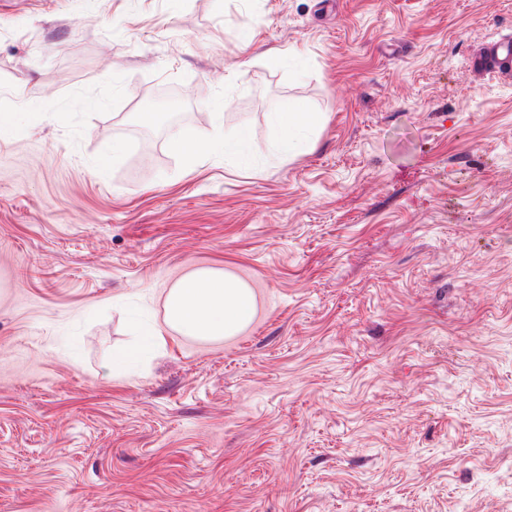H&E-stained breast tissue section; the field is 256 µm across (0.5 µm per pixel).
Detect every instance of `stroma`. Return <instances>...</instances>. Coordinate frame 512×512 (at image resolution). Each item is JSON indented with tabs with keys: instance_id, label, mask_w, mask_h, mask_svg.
I'll return each mask as SVG.
<instances>
[{
	"instance_id": "stroma-1",
	"label": "stroma",
	"mask_w": 512,
	"mask_h": 512,
	"mask_svg": "<svg viewBox=\"0 0 512 512\" xmlns=\"http://www.w3.org/2000/svg\"><path fill=\"white\" fill-rule=\"evenodd\" d=\"M509 34L512 0H0V512H512L472 481L512 471V80L470 64ZM198 267L254 289L237 336L167 327ZM138 322L164 348L114 367ZM322 117L319 112H303L300 107L294 112L271 114V129L275 145L288 157L300 154L305 148L311 149L314 142L310 136L320 127ZM224 149V163L228 166H241L249 154L244 140L235 137H224L219 143Z\"/></svg>"
}]
</instances>
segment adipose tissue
Listing matches in <instances>:
<instances>
[{
	"mask_svg": "<svg viewBox=\"0 0 512 512\" xmlns=\"http://www.w3.org/2000/svg\"><path fill=\"white\" fill-rule=\"evenodd\" d=\"M322 122L320 113L295 109L271 115L275 145L288 156L312 148L310 139ZM168 325L183 335L222 339L239 334L253 320L254 293L245 283L218 268L197 269L170 288Z\"/></svg>",
	"mask_w": 512,
	"mask_h": 512,
	"instance_id": "obj_1",
	"label": "adipose tissue"
}]
</instances>
